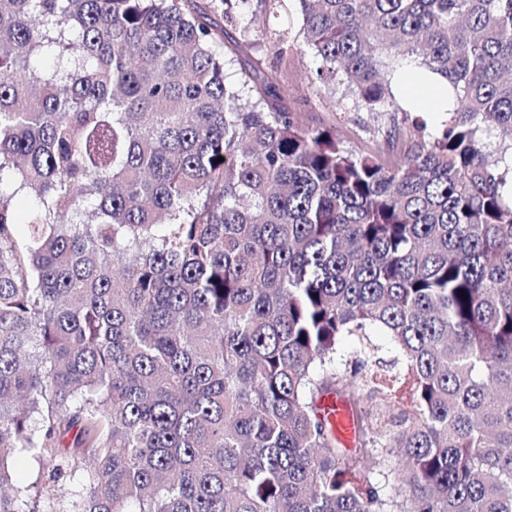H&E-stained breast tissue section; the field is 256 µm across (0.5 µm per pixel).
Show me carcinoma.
Instances as JSON below:
<instances>
[{
	"label": "carcinoma",
	"instance_id": "cac0c4a2",
	"mask_svg": "<svg viewBox=\"0 0 512 512\" xmlns=\"http://www.w3.org/2000/svg\"><path fill=\"white\" fill-rule=\"evenodd\" d=\"M295 2L396 150L288 0H0V512H512V0ZM313 67L311 56L294 52L282 74V88L286 99L295 109H300L301 120L309 125L336 128L346 148L363 151L371 147H386V116L363 110H354L349 99L342 101L336 112L324 108L316 96L324 101H334L345 93L343 85L315 88L309 84V73ZM308 100V102H306ZM447 82L436 78L429 85H406L402 89V96L406 98L419 99L424 102L428 108L426 112H442L440 109L442 91L446 88ZM437 114V113H436ZM330 421L335 427L336 434L345 443L353 437L351 417L348 409L339 402H328Z\"/></svg>",
	"mask_w": 512,
	"mask_h": 512
}]
</instances>
